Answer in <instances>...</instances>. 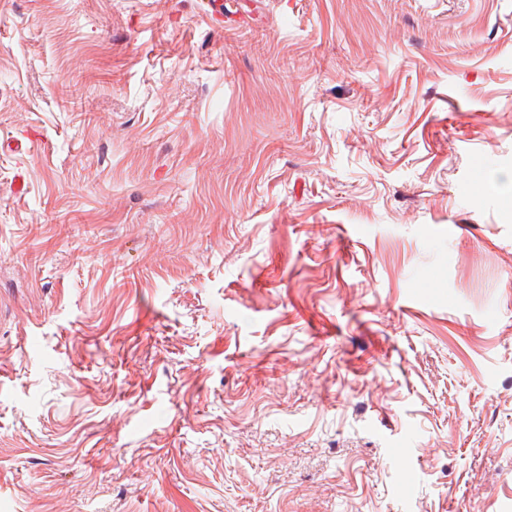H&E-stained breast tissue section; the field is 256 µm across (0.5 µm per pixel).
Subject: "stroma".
Returning <instances> with one entry per match:
<instances>
[{"mask_svg":"<svg viewBox=\"0 0 512 512\" xmlns=\"http://www.w3.org/2000/svg\"><path fill=\"white\" fill-rule=\"evenodd\" d=\"M229 2L0 0V512H512V0Z\"/></svg>","mask_w":512,"mask_h":512,"instance_id":"1","label":"stroma"}]
</instances>
